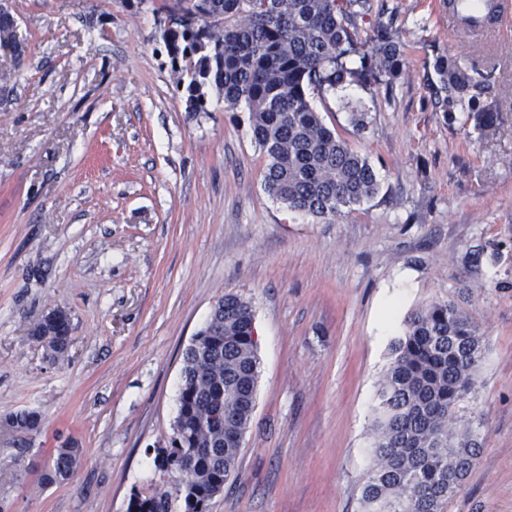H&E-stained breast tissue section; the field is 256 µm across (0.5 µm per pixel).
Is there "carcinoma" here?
<instances>
[{
    "mask_svg": "<svg viewBox=\"0 0 512 512\" xmlns=\"http://www.w3.org/2000/svg\"><path fill=\"white\" fill-rule=\"evenodd\" d=\"M371 0H173L181 23L163 27L177 84L186 85V111L203 112L208 93L232 110L249 112L252 137L267 158L264 190L288 209L333 220L379 190L369 161L348 147L315 110L311 94L331 92L374 71L398 77L406 67L396 32L385 28L366 49L355 18ZM15 19L0 10V44L15 43ZM355 56L359 66L344 58ZM444 105L478 88L448 58L434 61ZM197 344L183 353L177 418L187 426L184 447L171 454L192 464V492L139 495L138 512H198L222 479L234 474L253 415L260 373L253 340L254 309L237 294L219 298ZM70 322L37 321L32 337L53 360L68 358ZM485 343L478 325L455 301L416 311L391 345L390 362L373 406L371 465L362 487V512H441L479 451V438L460 424L473 393ZM6 425L27 434L41 415L22 411ZM82 449L66 440L49 456L43 480L64 482L80 465Z\"/></svg>",
    "mask_w": 512,
    "mask_h": 512,
    "instance_id": "carcinoma-1",
    "label": "carcinoma"
}]
</instances>
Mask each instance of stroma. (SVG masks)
Returning <instances> with one entry per match:
<instances>
[{
  "instance_id": "35a3bbf8",
  "label": "stroma",
  "mask_w": 512,
  "mask_h": 512,
  "mask_svg": "<svg viewBox=\"0 0 512 512\" xmlns=\"http://www.w3.org/2000/svg\"><path fill=\"white\" fill-rule=\"evenodd\" d=\"M0 6L26 48L0 52V512H125L132 490H173L180 475L156 470L153 450L172 432L182 353L228 292L254 307L260 374L209 512H360L391 344L447 300L478 324L486 359L462 410L481 451L441 512H512V23L463 37L443 0H372L360 38L396 30L406 67L315 98L380 180L328 221L264 192L244 109L214 94L187 111L164 0ZM439 55L485 81L449 113ZM489 104L493 125L477 126ZM56 308L64 362L30 336ZM21 410L41 415L25 448L3 425ZM68 438L79 468L43 483Z\"/></svg>"
}]
</instances>
